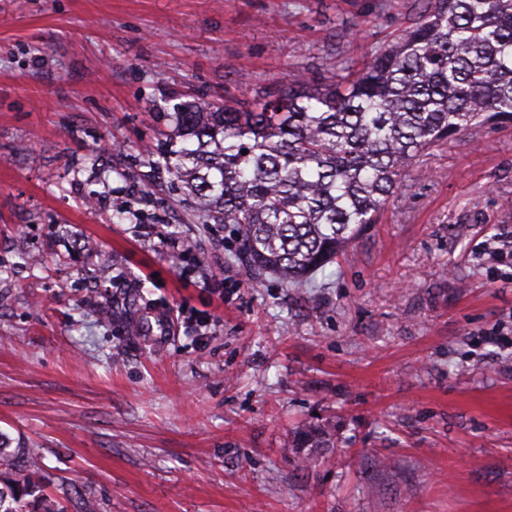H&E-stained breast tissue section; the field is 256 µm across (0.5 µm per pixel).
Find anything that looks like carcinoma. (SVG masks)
Listing matches in <instances>:
<instances>
[{"label": "carcinoma", "instance_id": "carcinoma-1", "mask_svg": "<svg viewBox=\"0 0 512 512\" xmlns=\"http://www.w3.org/2000/svg\"><path fill=\"white\" fill-rule=\"evenodd\" d=\"M157 111L183 146H144L145 178L234 225L258 274L297 283L376 222L425 150L512 122V0H414L363 64L338 57L332 76L296 73L241 107L198 96ZM9 447L1 434L0 512H58L37 460ZM294 447H336L335 424L307 426Z\"/></svg>", "mask_w": 512, "mask_h": 512}]
</instances>
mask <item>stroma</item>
I'll use <instances>...</instances> for the list:
<instances>
[{
	"label": "stroma",
	"instance_id": "obj_1",
	"mask_svg": "<svg viewBox=\"0 0 512 512\" xmlns=\"http://www.w3.org/2000/svg\"><path fill=\"white\" fill-rule=\"evenodd\" d=\"M406 2L0 0V432L60 512H512V124L426 150L302 284L140 179L161 99L363 60ZM137 329L141 334L156 336L155 343L162 345L170 334V323L162 315H145L140 319ZM296 448H332L336 445V426L332 420L307 426L294 436Z\"/></svg>",
	"mask_w": 512,
	"mask_h": 512
}]
</instances>
